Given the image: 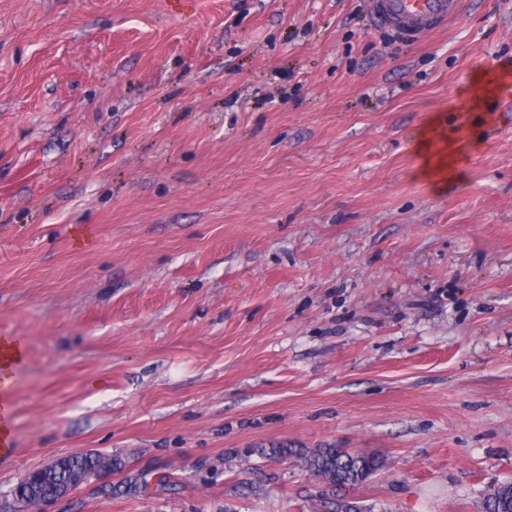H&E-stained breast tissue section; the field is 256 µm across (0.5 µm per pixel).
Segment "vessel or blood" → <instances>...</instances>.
<instances>
[{
	"instance_id": "vessel-or-blood-1",
	"label": "vessel or blood",
	"mask_w": 512,
	"mask_h": 512,
	"mask_svg": "<svg viewBox=\"0 0 512 512\" xmlns=\"http://www.w3.org/2000/svg\"><path fill=\"white\" fill-rule=\"evenodd\" d=\"M374 25L408 41L422 40L456 18L463 0H368ZM15 418V393L9 367L0 365V447H7Z\"/></svg>"
}]
</instances>
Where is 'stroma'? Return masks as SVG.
Masks as SVG:
<instances>
[{
  "instance_id": "1",
  "label": "stroma",
  "mask_w": 512,
  "mask_h": 512,
  "mask_svg": "<svg viewBox=\"0 0 512 512\" xmlns=\"http://www.w3.org/2000/svg\"><path fill=\"white\" fill-rule=\"evenodd\" d=\"M365 0H0V336L51 512H369L512 482V0L389 46ZM430 141L429 154L418 149ZM138 483L129 490L127 480ZM261 454L278 459L299 458L310 475L323 480L332 489L361 486L385 467V459L378 455L351 453L342 448L307 450L280 444L262 449ZM112 466V471L121 472L125 464L117 457L97 452L75 453L67 456V465L57 468L49 464L39 468L32 475H25L12 489L15 511L26 512L39 508L40 512H51L49 506L65 498L53 492L44 494L39 502L34 494H27L30 484L61 486L75 490L103 467ZM19 493V497L16 494Z\"/></svg>"
}]
</instances>
